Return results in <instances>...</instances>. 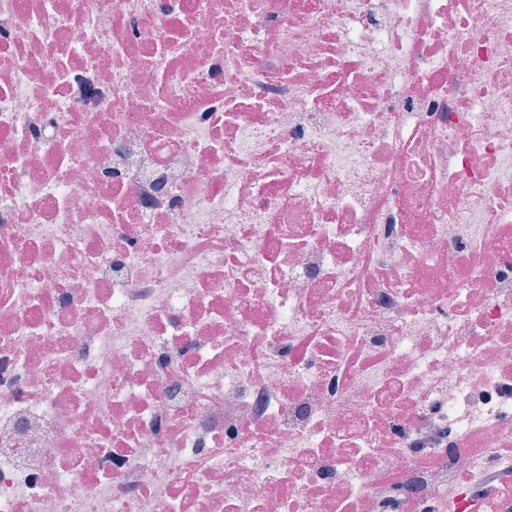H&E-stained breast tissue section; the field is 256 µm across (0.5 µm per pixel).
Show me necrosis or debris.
Here are the masks:
<instances>
[{
	"instance_id": "necrosis-or-debris-1",
	"label": "necrosis or debris",
	"mask_w": 512,
	"mask_h": 512,
	"mask_svg": "<svg viewBox=\"0 0 512 512\" xmlns=\"http://www.w3.org/2000/svg\"><path fill=\"white\" fill-rule=\"evenodd\" d=\"M512 0H0V512H512Z\"/></svg>"
}]
</instances>
